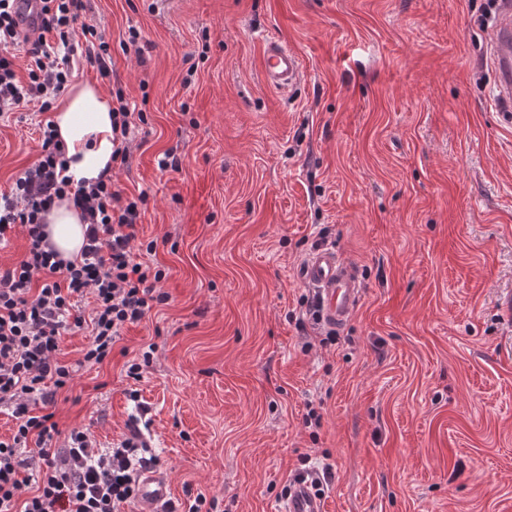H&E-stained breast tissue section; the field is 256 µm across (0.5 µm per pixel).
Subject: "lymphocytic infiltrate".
<instances>
[{
	"instance_id": "1",
	"label": "lymphocytic infiltrate",
	"mask_w": 512,
	"mask_h": 512,
	"mask_svg": "<svg viewBox=\"0 0 512 512\" xmlns=\"http://www.w3.org/2000/svg\"><path fill=\"white\" fill-rule=\"evenodd\" d=\"M19 0H0V115L22 103L49 110L71 76L75 35H82L86 62L101 78L112 76L110 46L95 26L81 23L85 0H37L38 34L23 39ZM26 43L27 64L17 74L11 47ZM116 92L112 104V157L127 160L129 136L143 120ZM34 164L0 195V245L22 227L28 241L23 257L0 268V404L15 421L12 436L0 440V512H121L139 494L135 470L156 465L139 428L117 446L101 447L89 433L62 435L53 408L58 391L71 389L75 371L60 358L69 330L92 326L83 354L88 365L103 363L125 325L141 321L166 303L162 270H151L134 253L139 205L122 200L110 175L92 186L73 183L65 173L64 149L51 126L40 129ZM69 198L87 224L79 259L63 260L46 238L45 214ZM92 294L90 317L77 305Z\"/></svg>"
}]
</instances>
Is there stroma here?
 <instances>
[{
	"label": "stroma",
	"instance_id": "stroma-1",
	"mask_svg": "<svg viewBox=\"0 0 512 512\" xmlns=\"http://www.w3.org/2000/svg\"><path fill=\"white\" fill-rule=\"evenodd\" d=\"M498 0H88L111 81L142 110L112 188L166 304L76 366L62 432L137 426L185 512H276L298 475L327 512H512V123L495 104ZM298 52L285 92L269 41ZM36 103L0 119V190L37 158ZM179 170L157 165L164 153ZM358 271L348 324L315 320L319 236ZM140 378L127 367L143 351ZM300 72V56L287 45L270 42L265 47L262 73L269 87H290L299 79Z\"/></svg>",
	"mask_w": 512,
	"mask_h": 512
}]
</instances>
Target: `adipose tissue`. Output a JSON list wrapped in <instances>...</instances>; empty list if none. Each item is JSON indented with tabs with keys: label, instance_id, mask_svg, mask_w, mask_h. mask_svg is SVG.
<instances>
[{
	"label": "adipose tissue",
	"instance_id": "ef3b65f1",
	"mask_svg": "<svg viewBox=\"0 0 512 512\" xmlns=\"http://www.w3.org/2000/svg\"><path fill=\"white\" fill-rule=\"evenodd\" d=\"M56 135L65 146L67 173L91 185L112 166V100L87 80L74 82L52 114ZM50 244L67 260L79 256L86 225L69 200L56 202L45 216Z\"/></svg>",
	"mask_w": 512,
	"mask_h": 512
}]
</instances>
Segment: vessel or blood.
<instances>
[{"instance_id": "obj_1", "label": "vessel or blood", "mask_w": 512, "mask_h": 512, "mask_svg": "<svg viewBox=\"0 0 512 512\" xmlns=\"http://www.w3.org/2000/svg\"><path fill=\"white\" fill-rule=\"evenodd\" d=\"M491 56L501 110L512 109V0H501L500 15L492 33ZM299 55L287 45L269 43L264 51L262 73L267 85L283 89L299 78ZM303 284L314 288L323 320L334 328L344 327L355 313L362 298V287L354 264L335 249L315 251L300 271ZM166 475L145 472L139 477L141 512H157L159 504L169 498ZM281 512H325V502L310 484L296 482L284 501Z\"/></svg>"}]
</instances>
